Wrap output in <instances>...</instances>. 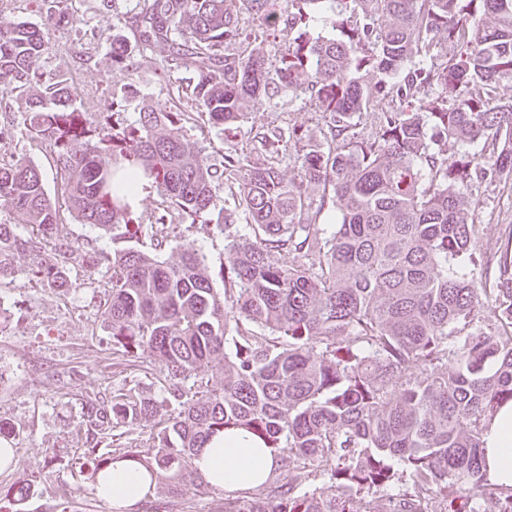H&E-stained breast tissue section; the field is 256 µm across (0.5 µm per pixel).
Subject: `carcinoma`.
I'll return each instance as SVG.
<instances>
[{"label": "carcinoma", "instance_id": "carcinoma-1", "mask_svg": "<svg viewBox=\"0 0 512 512\" xmlns=\"http://www.w3.org/2000/svg\"><path fill=\"white\" fill-rule=\"evenodd\" d=\"M137 0L142 50L161 48L194 74L192 101L225 130L268 103H320L323 137L295 127L260 133L276 151L297 148V174L250 161L228 147L199 161L184 113L143 102L126 115L127 82L89 112L78 88L40 69L48 25L0 32V81L18 92L32 143L51 149L53 202L38 166L0 161V277L33 235L62 258L29 282L67 288L80 246L59 232L73 220L123 246L103 259L112 278L102 317L112 357L158 371L162 395L119 389L92 405L97 422L148 429L156 453L96 454L92 483L120 459L156 481L160 497L188 487L210 437L245 429L280 462L283 482L224 497V512H512V488L483 470L484 426L512 402V224L505 243L481 251L465 194L489 176L512 178V104L493 93L512 79V0ZM331 12L335 34L310 39L309 7ZM288 33L274 64L271 31ZM112 70L135 74L125 37L100 28ZM247 41V49L237 44ZM372 127L363 137L362 122ZM142 177L191 222L218 212L224 235L223 291L205 257L186 246L176 262L168 211L138 215L124 191ZM238 184L235 210L217 189ZM321 192L338 223L327 230L306 203ZM246 224L236 223V211ZM149 234L150 249L141 236ZM224 369L208 388L201 367ZM322 478V484L315 483ZM33 492L18 483L0 497L18 506Z\"/></svg>", "mask_w": 512, "mask_h": 512}]
</instances>
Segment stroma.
<instances>
[{
	"label": "stroma",
	"mask_w": 512,
	"mask_h": 512,
	"mask_svg": "<svg viewBox=\"0 0 512 512\" xmlns=\"http://www.w3.org/2000/svg\"><path fill=\"white\" fill-rule=\"evenodd\" d=\"M131 7L130 0H117L112 7L103 0H74L69 14L75 23L54 27L55 48L44 56L43 67L64 70L71 82L87 92L120 84L99 28L114 21L129 45H136ZM139 63L140 99L185 113V131L201 145L202 163L218 161L224 145L257 159L260 145L255 135L266 127L290 125L314 136L325 127L316 102L301 98L284 111L253 110L237 128L218 132L198 118L194 102L184 93L189 71L156 55L140 57ZM0 127L6 130L0 136V159L29 158L41 168L47 192H54L50 151L30 144L19 103L10 87L1 83ZM467 199L478 204L484 250H496L500 225L512 224V180L483 181L472 187ZM167 233L172 242L167 259H175L178 248L189 244L204 254L211 271L223 267L224 238L213 223L193 224L178 218ZM54 257L50 244L38 240L18 257V274L0 280V421L14 430L11 437L0 436V445L15 451L10 469L0 471V487L22 480L34 487L21 507L5 500L0 502V512H113L91 491L87 402L92 398L109 402L116 390L133 385L157 392L158 374L150 367L134 371L112 360V336L101 317L104 285L111 276L106 265L91 271L71 267L73 285L68 289L28 284L24 271Z\"/></svg>",
	"instance_id": "obj_1"
}]
</instances>
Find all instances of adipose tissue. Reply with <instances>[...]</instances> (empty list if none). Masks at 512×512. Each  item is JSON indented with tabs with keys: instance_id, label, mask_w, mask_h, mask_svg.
Here are the masks:
<instances>
[{
	"instance_id": "ef3b65f1",
	"label": "adipose tissue",
	"mask_w": 512,
	"mask_h": 512,
	"mask_svg": "<svg viewBox=\"0 0 512 512\" xmlns=\"http://www.w3.org/2000/svg\"><path fill=\"white\" fill-rule=\"evenodd\" d=\"M484 468L491 481L512 488V403L502 406L483 437ZM197 472L225 490L245 489L266 480L279 467L277 458L244 431L213 436L194 460ZM154 483L138 464L115 461L96 487L99 498L127 512L152 494Z\"/></svg>"
}]
</instances>
